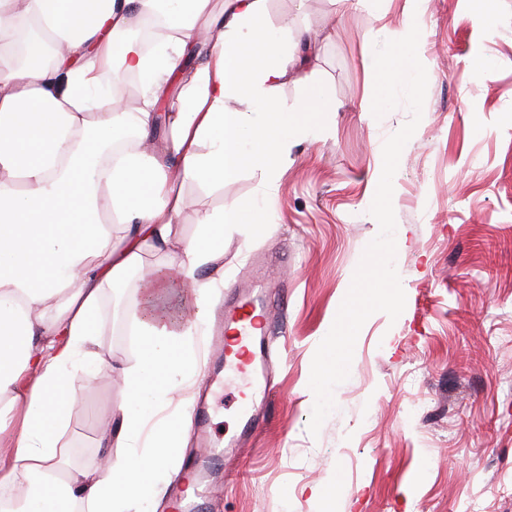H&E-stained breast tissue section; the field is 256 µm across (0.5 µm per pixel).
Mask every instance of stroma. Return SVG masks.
<instances>
[{"mask_svg": "<svg viewBox=\"0 0 512 512\" xmlns=\"http://www.w3.org/2000/svg\"><path fill=\"white\" fill-rule=\"evenodd\" d=\"M493 7L487 30L466 0H267L270 27L317 35L276 98L295 112L316 88L332 109L317 117L316 136L292 148L275 187L248 167L219 189L180 187L173 231L185 240L202 211L267 200V232H226L208 274L224 284L215 304L238 290L268 304L279 348L264 370L271 402L256 407L250 436L238 434L241 382L219 391L218 365L199 371L197 395L213 406L215 429L238 438L202 512H320L310 490L329 483L337 512H512V0ZM411 12L428 88L393 179L406 305L397 320L378 312L366 321L336 408L314 437L312 358L379 230L369 208L383 143L411 117L404 103L373 116L374 46ZM256 252L268 258L263 282L247 272ZM112 320L100 318L102 362L74 382L81 401L62 437L82 465L95 461L97 426L124 403V372L139 357L138 342L113 339ZM200 453L188 433L148 512H170Z\"/></svg>", "mask_w": 512, "mask_h": 512, "instance_id": "stroma-1", "label": "stroma"}]
</instances>
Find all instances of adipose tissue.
I'll return each instance as SVG.
<instances>
[{
  "mask_svg": "<svg viewBox=\"0 0 512 512\" xmlns=\"http://www.w3.org/2000/svg\"><path fill=\"white\" fill-rule=\"evenodd\" d=\"M266 0H0V488L15 512H144L184 426L154 410L197 374L198 338L223 253L224 230H268L263 207L238 201L202 214L190 241L173 226L178 184L221 186L246 167L275 185L288 148L327 111L314 93L301 112L275 96L305 44L264 22ZM158 15L153 48L129 31ZM168 133L155 142V103L186 59ZM143 81V103L121 109L91 93L113 69ZM155 251L163 261L142 262ZM140 270L126 305L141 354L126 373L116 428L98 461L77 466L59 433L79 397L73 379L99 363L97 319L107 289Z\"/></svg>",
  "mask_w": 512,
  "mask_h": 512,
  "instance_id": "obj_1",
  "label": "adipose tissue"
}]
</instances>
